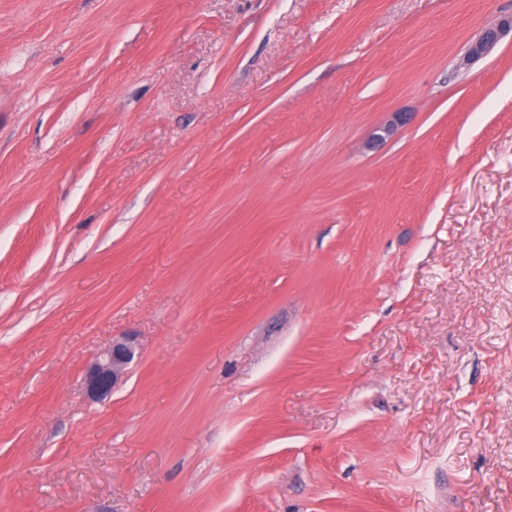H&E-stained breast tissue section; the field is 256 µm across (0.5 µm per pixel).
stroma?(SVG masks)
<instances>
[{"mask_svg":"<svg viewBox=\"0 0 512 512\" xmlns=\"http://www.w3.org/2000/svg\"><path fill=\"white\" fill-rule=\"evenodd\" d=\"M510 13L0 0V512H512ZM512 32V15L503 17L497 22L484 27L478 37L470 45L460 65H468L472 61L487 55L501 41ZM134 357L135 347L130 342L113 340L112 345L89 368L85 378L87 392L95 398L109 395Z\"/></svg>","mask_w":512,"mask_h":512,"instance_id":"1","label":"stroma"}]
</instances>
